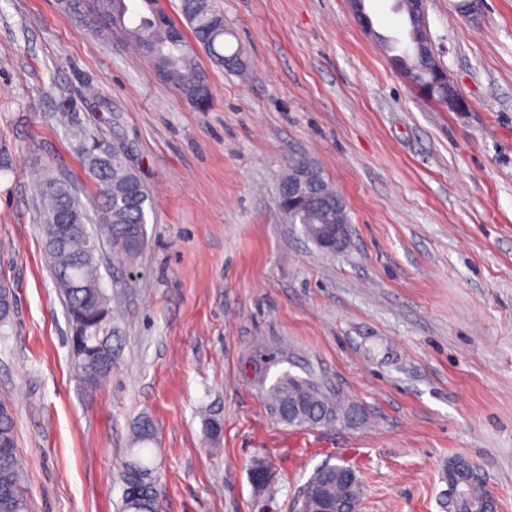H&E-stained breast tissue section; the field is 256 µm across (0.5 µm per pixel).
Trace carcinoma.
<instances>
[{"instance_id": "carcinoma-1", "label": "carcinoma", "mask_w": 512, "mask_h": 512, "mask_svg": "<svg viewBox=\"0 0 512 512\" xmlns=\"http://www.w3.org/2000/svg\"><path fill=\"white\" fill-rule=\"evenodd\" d=\"M57 0L59 8L91 31L122 32L142 56L149 58L157 75L170 84L182 99L196 104L213 98L205 70L198 63L197 50H203L213 64L237 72L246 68L239 51L224 53L226 29L215 19L223 14L218 0H181V12L192 39L176 26L158 6V0ZM396 67L429 98L436 97L438 75L425 69L405 50L393 56ZM96 155L82 148L85 165L99 188V212L112 244L113 255L134 260L147 243L146 209L152 205L145 186L123 155L103 141L95 142ZM42 201L39 219L44 241L55 238L54 225L90 224L91 218L73 188L53 176L39 184ZM347 220V214L302 208L288 212L292 224H334ZM90 231L75 232L58 247H46L56 288L60 290L72 327L70 337L73 361L84 386L96 388L112 373V310L110 299L100 286L97 255L89 252ZM13 308L7 283L0 284V323L9 321ZM271 412L288 427L333 424L353 414L327 387L314 378L284 373L265 391ZM154 440V424L142 418L135 429L134 448L129 450L119 471L122 488H139L137 512H160V489L156 468L147 455ZM448 474L459 481L463 495L451 503L453 512H468L473 501L491 496L484 474L470 460L453 457ZM23 466L16 452L14 416L0 403V512H28L23 486ZM362 497L359 481L347 477L339 464H326L310 476L298 495L297 512H316L321 504H331L336 512H357Z\"/></svg>"}]
</instances>
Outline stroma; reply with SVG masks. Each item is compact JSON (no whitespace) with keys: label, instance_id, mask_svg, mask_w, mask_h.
<instances>
[{"label":"stroma","instance_id":"stroma-1","mask_svg":"<svg viewBox=\"0 0 512 512\" xmlns=\"http://www.w3.org/2000/svg\"><path fill=\"white\" fill-rule=\"evenodd\" d=\"M462 3L428 0L427 28L467 111L393 66L381 41L405 35L395 0H365L368 30L350 0H220L249 76L199 55L213 91L200 112L120 34H92L56 0H0V281L14 297L0 401L29 512H118L117 468L145 415L163 512H293L327 463L356 470L361 512H448L458 455L512 512V0ZM93 137L125 152L153 205L135 260L100 241L112 374L89 391L33 175L96 206L80 154ZM299 159L346 204L340 253L279 207ZM286 372L321 380L358 420L280 423L265 391Z\"/></svg>","mask_w":512,"mask_h":512}]
</instances>
